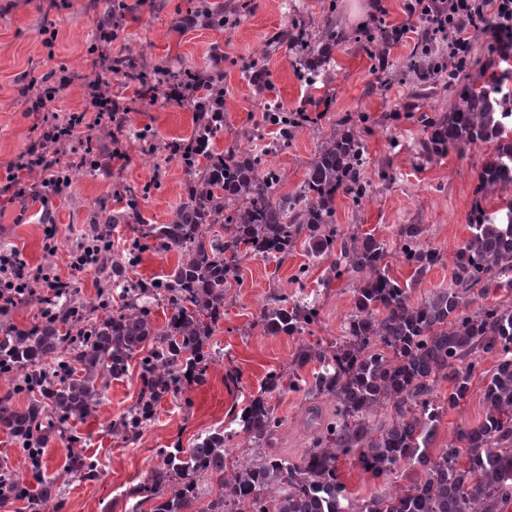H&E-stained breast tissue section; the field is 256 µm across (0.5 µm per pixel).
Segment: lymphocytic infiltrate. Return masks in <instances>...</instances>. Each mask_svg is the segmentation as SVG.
Returning a JSON list of instances; mask_svg holds the SVG:
<instances>
[{"label":"lymphocytic infiltrate","mask_w":512,"mask_h":512,"mask_svg":"<svg viewBox=\"0 0 512 512\" xmlns=\"http://www.w3.org/2000/svg\"><path fill=\"white\" fill-rule=\"evenodd\" d=\"M411 12L425 19L430 38L443 37L448 41V59L453 66L449 75L466 62L474 32L487 29L499 47L512 45V0H412ZM64 75L53 84L43 87L30 99L32 111L42 113V132L37 140L8 161L0 169V196L15 199L30 198L41 205L44 219L43 246L57 252V226L50 218L52 199L71 184L68 165L59 157L61 148L89 162L95 170L111 171L113 165H127L130 154L126 142L133 112L141 90L132 95L113 93L109 83H94L86 107L59 117L49 106L72 83ZM166 100L186 105L196 112H220L224 109V54L213 49L206 69L184 75L169 72L165 80ZM107 132L112 147L106 159H99L91 147V134ZM96 253H70L67 272L54 267L31 266L17 249L0 250V313L9 312L23 300L35 297L45 305L53 304L71 283L75 272L96 269Z\"/></svg>","instance_id":"obj_1"}]
</instances>
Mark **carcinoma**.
Returning a JSON list of instances; mask_svg holds the SVG:
<instances>
[{
    "instance_id": "obj_1",
    "label": "carcinoma",
    "mask_w": 512,
    "mask_h": 512,
    "mask_svg": "<svg viewBox=\"0 0 512 512\" xmlns=\"http://www.w3.org/2000/svg\"><path fill=\"white\" fill-rule=\"evenodd\" d=\"M341 39L329 27L320 49L305 48L300 64L310 82L327 73L329 45ZM417 57L426 83L437 74V61L430 51ZM194 122L200 143L221 132ZM429 128L423 143L429 155L496 144L477 191L512 186V165L505 164L512 159V96L502 94L494 77L457 87L448 112ZM362 152L353 131L330 134L308 168L300 202L276 197L277 179L260 173L249 150L214 152L185 164L192 178L172 219L137 225L139 235L123 253L111 251V223L93 225L84 239L103 251L96 298L79 302L70 286L31 326H0V377L10 382L0 396V427L21 447L36 481L30 487L0 463V506L23 502L31 512H60L59 488L42 474L44 448L56 438L66 441V473L96 477L97 465L72 425L93 416L109 382L137 361L136 403L110 425L112 436L134 441L163 398L206 383L218 357L212 339L224 320V296L240 284L243 261L285 259L300 243L310 256L330 260L322 285L344 274L356 280L343 335L327 346L299 344L288 373L266 377L263 394L238 420L258 448L255 459L227 467L226 448L237 431L214 428L190 448L161 450V464L136 493L152 502V512H190L201 496L200 479L208 477L219 493L204 512H504L512 501V301L486 298L493 288H512V203L489 211L476 202L451 283L414 301L410 288L387 273L386 241L341 234L333 224L339 191L365 194ZM423 233L421 224H402L397 232L401 257L417 280L441 261L421 243ZM149 248L178 253L177 264L162 279L127 283L124 272ZM114 288L122 289L116 308ZM155 297L168 311L161 324ZM317 317V298L303 291L273 293L260 312L262 327L275 336H299ZM488 355L495 362L485 375L482 419L434 449L443 415L467 397L479 360ZM313 362L307 381L299 371ZM285 380L308 400L329 396L335 403L328 421L308 407L313 433L297 461L276 451L282 419L270 399ZM22 393L28 402L18 408L14 399ZM342 456L357 458L375 479L408 467L409 484L358 499L340 480Z\"/></svg>"
}]
</instances>
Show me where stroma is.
Here are the masks:
<instances>
[{"label": "stroma", "instance_id": "35a3bbf8", "mask_svg": "<svg viewBox=\"0 0 512 512\" xmlns=\"http://www.w3.org/2000/svg\"><path fill=\"white\" fill-rule=\"evenodd\" d=\"M201 0H65L50 8L48 0H0V165L24 150L34 136L38 113L27 111L19 88L59 70L75 76L65 94L52 104L59 115L82 110L87 85L97 71L88 52L98 17L109 12L125 15V31L112 44L113 57L130 60L146 72L172 69L186 73L205 68L213 47L224 51V129L214 149L227 153L237 147L253 149L264 171L278 180V195H298L308 166L322 138L339 124L354 127L363 145L364 196L336 197L335 224L346 234H375L389 246V274L412 285L413 299L451 282L452 262L469 236V216L476 201L488 209L504 206L512 189H488L477 197L479 174L495 150L486 143L465 149L449 148L440 157L423 156L428 118L447 111L452 94L446 72L420 84L413 72L415 52L424 26L409 0H208L224 13L220 28L179 30L177 16L196 9ZM55 22L53 49L42 45L43 21ZM333 22L344 39L332 50L330 77L309 83L298 67L299 55L280 34L297 25L303 38L317 44L326 22ZM399 28L400 40L378 56L367 40L378 26ZM263 74L271 91L257 92L251 77ZM318 110L317 122L280 133L265 113ZM134 134L131 161L113 169L111 177L76 174L55 201L52 215L58 226L59 247L43 249L40 205L32 201L0 204V247L18 248L34 266H64L100 209L120 211L126 188L139 196V211L148 224L165 223L183 200L190 176L180 158L169 155L167 143L192 136L193 113L167 101L162 93L147 95L130 115ZM402 224L425 227L422 243L442 255L418 282L401 259L396 230ZM309 265L306 291L318 293L319 320L302 337L271 336L259 322L265 299L274 292L293 293L299 266ZM327 261H310L295 248L283 262L251 258L242 264V282L232 288L224 321L213 341L220 353L204 385L162 399L154 418L139 439L123 443L109 425L135 403L139 390L136 371L112 380L90 420L79 424L84 448L98 465L94 480H80L63 469L67 444L57 440L45 450L44 475L56 480L65 500L63 512H132L128 491L142 483L160 462L159 449L190 447L198 434L216 427L232 430V421L258 395L267 374L287 369L299 342L329 343L342 335L353 307L354 281L343 277L329 288L318 282ZM494 365L481 360L468 397L442 418L435 447H443L462 425L477 423L484 412L482 375ZM272 403L282 419L280 455L299 458L311 435L302 418L307 406L303 393L281 389ZM347 488L359 496L393 492L404 481L391 475L384 482L365 474L356 459L338 461Z\"/></svg>", "mask_w": 512, "mask_h": 512}]
</instances>
